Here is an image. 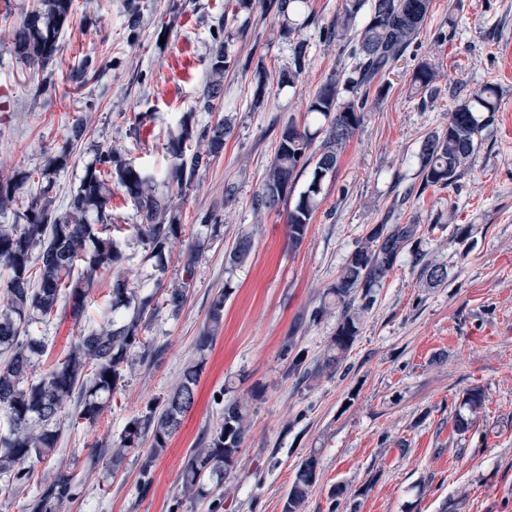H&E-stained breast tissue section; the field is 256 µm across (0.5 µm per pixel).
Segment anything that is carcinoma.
Segmentation results:
<instances>
[{
    "instance_id": "carcinoma-1",
    "label": "carcinoma",
    "mask_w": 512,
    "mask_h": 512,
    "mask_svg": "<svg viewBox=\"0 0 512 512\" xmlns=\"http://www.w3.org/2000/svg\"><path fill=\"white\" fill-rule=\"evenodd\" d=\"M306 0H271L269 7L284 19L299 12ZM365 0H346L340 27L356 24ZM74 0H36L15 29L14 54L28 66L44 68L60 50L59 39L69 26ZM431 8V0H372L369 16L357 30L353 49L357 57L354 75L345 84L356 94L347 103L339 101L337 80L322 84L308 101L305 122H290L279 136L275 157L265 172L261 191L252 200L255 211L286 208L288 242L300 244L321 204L322 184L335 176L340 152L352 138L364 112L371 84L386 74L417 36ZM306 64V48L298 42L293 50V68L279 76L291 84ZM230 59L224 41L215 40L208 60L209 80L199 102L205 111L214 109ZM436 72L421 65L413 83L429 89ZM497 85L488 82L470 98L457 102L448 113V125L425 135L418 153L423 187H448L477 150L485 125L477 112L498 111ZM319 127L310 131V123ZM324 134L318 149H312L315 136ZM228 128L224 123L194 121V113L182 115L178 131L167 138L169 165L155 175L116 149H95L93 161L74 194L69 207L59 212L52 206L50 193L56 175L69 162L73 141L81 140L83 125L75 124L74 140L66 142L38 173V192L26 208L14 212L11 224H0V269L4 288L0 289V491L26 489L33 476L32 463L52 459L60 432L59 417L67 413L78 423H96L125 382L135 362L146 364L159 350L144 336L147 322L164 309L176 318L184 308L195 281L197 258L203 242L191 243L182 260L179 276L164 285L168 274L167 253L182 236L178 208L172 194L160 192L162 182L177 191L189 190L200 173L224 151ZM308 175L306 188L294 205L288 199L296 183ZM32 178L30 172L0 175V214L14 202L18 183ZM117 187L136 210L138 222L125 229L112 223V187ZM130 232L144 251L143 262L150 264L149 293L131 288L116 277L109 288V301L100 320L88 312L95 275L115 269L126 260L121 234ZM416 224H377L342 267L328 295L332 302L322 304L315 315L331 305L340 309L336 334L324 359L307 370L305 354L295 351L288 340L285 352L293 354L291 367L313 377L338 368L359 333L360 315L375 302L380 287L395 268L401 254L419 244ZM253 247L250 236H241L229 253V262L241 264ZM422 274L434 284L448 277L446 268L427 262ZM225 290L211 298L203 334L198 337L197 359L185 364L176 387L165 396L152 399L134 415L118 440L102 443L103 453L117 472L129 451L149 444L140 467V483L152 480V467L179 431L195 404L196 391L205 366L207 351L224 321ZM69 308L75 319L87 327L67 350L39 375L34 376V360L46 355L41 329L49 326L59 306ZM477 388L464 391L461 406L470 415L453 417L454 431L464 434L473 424L472 414L483 407ZM247 404L232 399L224 405L223 417L206 434L203 446L192 449L181 472L183 495L194 502L204 501L232 471L246 434ZM317 459L311 454L299 464L284 503V512H302L317 482ZM82 483L70 472H60L45 481L28 500L26 512H58L65 502L81 494Z\"/></svg>"
}]
</instances>
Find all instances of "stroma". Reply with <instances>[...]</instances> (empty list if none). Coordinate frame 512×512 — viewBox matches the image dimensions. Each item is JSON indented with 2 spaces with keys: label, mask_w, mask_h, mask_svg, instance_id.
I'll use <instances>...</instances> for the list:
<instances>
[{
  "label": "stroma",
  "mask_w": 512,
  "mask_h": 512,
  "mask_svg": "<svg viewBox=\"0 0 512 512\" xmlns=\"http://www.w3.org/2000/svg\"><path fill=\"white\" fill-rule=\"evenodd\" d=\"M226 0H75V15L47 68L16 59L13 36L33 0H0V174L42 167L85 132L56 178L54 207L65 210L92 159L91 145L127 152L151 171L164 168L163 143L183 113L197 121L227 117L224 151L194 186L176 197L186 234L170 249L178 270L192 237L206 240L192 294L179 317L160 312L147 335L158 360L135 367L113 404L90 425L62 420L53 459L35 479L72 471L81 496L60 512H282L297 464L318 457L317 482L304 512H512V0H432L424 26L400 60L378 78L379 99L343 149L335 177L299 247L283 217L255 212L251 201L287 121L303 122L308 100L328 79H345L357 60L353 32L335 35L345 0H309L292 33L260 4L241 10L247 29L223 21ZM235 71L220 104L198 110L213 31ZM305 43L307 62L293 84L278 82ZM435 68L431 90L412 77ZM496 83L499 109L468 168L447 188H422L418 152L424 136L446 126L454 92L470 97ZM264 86L263 108L251 107ZM146 116L140 139L127 135L134 113ZM418 225V253H403L361 316L360 332L340 368L305 378L289 374L283 345L295 334L308 362L321 360L338 312L316 316L327 292L376 224ZM468 230L458 241L457 228ZM249 259L230 265L240 235ZM443 265L435 286L421 260ZM226 289L224 326L206 355L196 403L149 487L142 459L120 470L94 456L127 421L166 395L196 341L212 293ZM479 388L484 406L471 430L456 434L463 392ZM247 401V432L237 463L218 491L216 510L183 498L180 472L222 418L225 402Z\"/></svg>",
  "instance_id": "stroma-1"
}]
</instances>
